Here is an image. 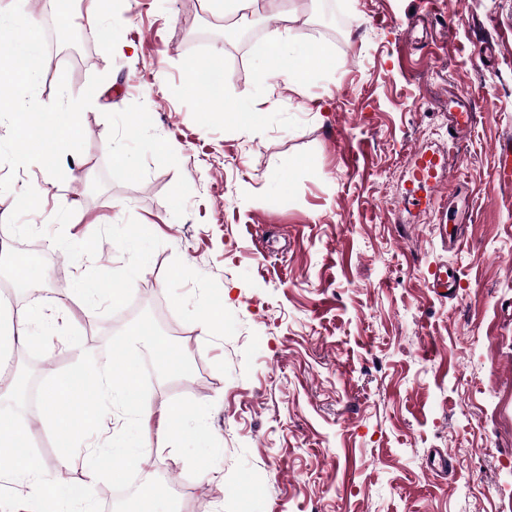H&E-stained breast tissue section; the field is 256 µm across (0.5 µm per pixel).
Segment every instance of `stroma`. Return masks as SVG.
Here are the masks:
<instances>
[{
	"mask_svg": "<svg viewBox=\"0 0 512 512\" xmlns=\"http://www.w3.org/2000/svg\"><path fill=\"white\" fill-rule=\"evenodd\" d=\"M20 3L25 16L92 36L95 63L44 67L36 98L59 79L81 95L82 153L69 176L38 164L0 193V247L38 244L42 296L14 293L13 313L69 304L71 324L4 353L26 387L0 397V420L31 421L35 458L61 443L44 424V383L112 356L138 325L141 360L164 336L192 364L143 399L185 403L191 439H154L160 496L178 512H512V0H448L444 30L423 0H263L256 17L212 14L199 0H120L88 15L81 0ZM336 61L304 90L257 80L251 39L289 26ZM212 65L226 101L251 100L263 124L242 134L188 84ZM469 99L470 138L448 140L449 94ZM454 151L439 183L412 182L416 150ZM130 170L111 176L115 153ZM473 200L449 244L427 200ZM455 298L429 287L438 265ZM139 269L125 304L85 314L77 280ZM224 307L233 330L202 337ZM444 456L447 469L428 467ZM198 327L204 335L224 333V307H206L198 320Z\"/></svg>",
	"mask_w": 512,
	"mask_h": 512,
	"instance_id": "1",
	"label": "stroma"
}]
</instances>
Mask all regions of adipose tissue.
I'll use <instances>...</instances> for the list:
<instances>
[{
    "mask_svg": "<svg viewBox=\"0 0 512 512\" xmlns=\"http://www.w3.org/2000/svg\"><path fill=\"white\" fill-rule=\"evenodd\" d=\"M254 56L260 62L259 78L270 73L282 74L289 89L301 90L320 74L324 60L297 31H289L287 40L258 43ZM70 308L57 303L46 313L31 310L9 320V337L13 345L24 346L35 339L34 325L49 331L68 322ZM144 329H137L133 339L117 343L119 358L102 359L88 355L83 369L74 377L52 378L43 388L42 397L48 407L45 423L63 437H71L82 429L100 424L111 416L113 407L127 415L119 434L113 435L106 452L94 448L80 449L87 481L80 494H73L57 478L60 470L68 468L75 453L62 449L53 463L31 459L19 461L15 452L24 434L25 423H0V477L25 486L24 504L0 498V512H65L71 502L84 505V512H94L91 491L98 479L101 464H108L113 474L130 463L140 460L151 451V436L158 433L171 437L173 428L185 420L186 407L170 403L160 407L146 403L138 388L139 354L133 344L142 338Z\"/></svg>",
    "mask_w": 512,
    "mask_h": 512,
    "instance_id": "obj_1",
    "label": "adipose tissue"
}]
</instances>
